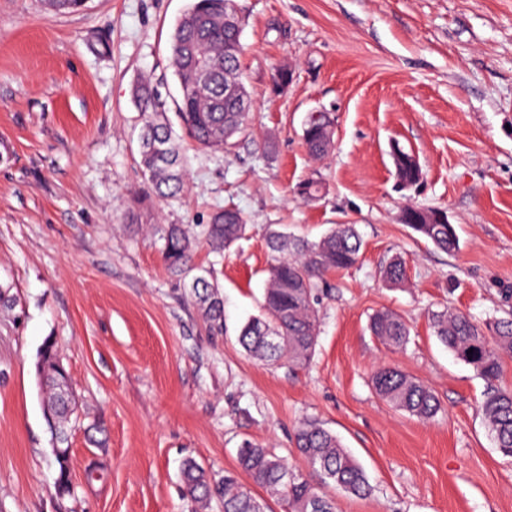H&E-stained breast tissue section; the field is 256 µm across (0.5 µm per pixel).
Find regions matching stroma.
I'll use <instances>...</instances> for the list:
<instances>
[{
	"instance_id": "obj_1",
	"label": "stroma",
	"mask_w": 512,
	"mask_h": 512,
	"mask_svg": "<svg viewBox=\"0 0 512 512\" xmlns=\"http://www.w3.org/2000/svg\"><path fill=\"white\" fill-rule=\"evenodd\" d=\"M245 19L252 129L223 151L182 143L187 185L161 200L138 165L131 87L149 76L176 120L170 35L189 0H88L74 14L47 0H0V512H191L180 467L234 469L248 441L309 468L294 433L334 432L373 493H336V512H512V459L480 413L487 383L433 333L432 313L512 314V0H236ZM293 81L269 90L273 68ZM336 119L335 146L313 161L307 112ZM413 149L421 181L401 187L392 143ZM321 178L307 201L296 185ZM440 208L451 255L401 224L405 206ZM233 207L247 233L223 256L199 249L224 295V333L208 335L183 282L164 266L161 230L206 224ZM142 233H131L128 214ZM356 225L364 245L328 275L309 365L245 354L238 327L259 314L268 227L311 240ZM407 265L405 285L383 270ZM387 309L411 327L393 349L369 329ZM53 338L77 395L73 495L60 498L35 357ZM396 366L441 403L422 422L376 395Z\"/></svg>"
}]
</instances>
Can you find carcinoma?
Instances as JSON below:
<instances>
[{"mask_svg":"<svg viewBox=\"0 0 512 512\" xmlns=\"http://www.w3.org/2000/svg\"><path fill=\"white\" fill-rule=\"evenodd\" d=\"M234 11V0H190L186 12L176 23L170 39L171 66L180 89L179 117L183 133L201 147L228 148L233 139L247 133L250 113L241 107V98H250L243 83L241 55L243 29L224 25V13ZM240 83L239 98L224 97V83ZM140 112L138 136L139 166L156 196L174 198L184 189V158L176 135L163 120L165 102L149 81L135 84L132 94ZM328 120L322 114L307 113L303 139L314 159L329 154L326 138ZM395 177L416 185L422 177L418 156L395 142L391 147ZM325 189L320 179H309L297 186L304 198L318 197ZM445 214L438 208L407 206L403 223L430 241L437 249L453 254L459 250L455 225L448 222L424 224L425 215ZM247 232L240 211L226 208L216 212L208 224L196 231L187 224H169L162 236V258L170 273L189 279L186 288L202 312L208 331L224 335V295L209 272L193 277L191 256L199 242L210 252L223 255ZM265 244L268 253L267 284L261 314L249 318L240 328L238 341L247 355L270 364L283 360L292 368H303L314 355L318 338V291L330 271L347 269L357 263L363 240L354 224H336L317 241L295 237L270 228ZM391 286L406 280L404 262L396 257L384 269ZM435 336L459 361L471 366L487 381L489 390L481 406V415L495 447L512 457V390L496 385L504 361L512 357V319L489 318L481 323L469 315L443 310L432 315ZM370 331L383 344L401 348L410 337L408 324L390 311L370 316ZM41 353L50 373L45 384L47 403L52 405L49 420L59 444L68 443L73 415L58 400L57 386L68 380L65 368L56 365L59 351L52 338L42 344ZM374 391L395 409L422 421L437 416L441 404L422 381L392 366L378 367L371 378ZM295 444L311 468L314 479L295 474L286 460L270 449L246 442L238 449L237 468L224 471L215 480L196 460H185L181 479L185 496L194 504V512L219 499L224 512H266L265 502L243 482L252 484L288 504V512H335L330 490H341L353 497H366L372 486L366 473L339 437L312 420L299 423ZM58 466L56 493L71 494L69 480L70 448L55 457Z\"/></svg>","mask_w":512,"mask_h":512,"instance_id":"obj_1","label":"carcinoma"}]
</instances>
